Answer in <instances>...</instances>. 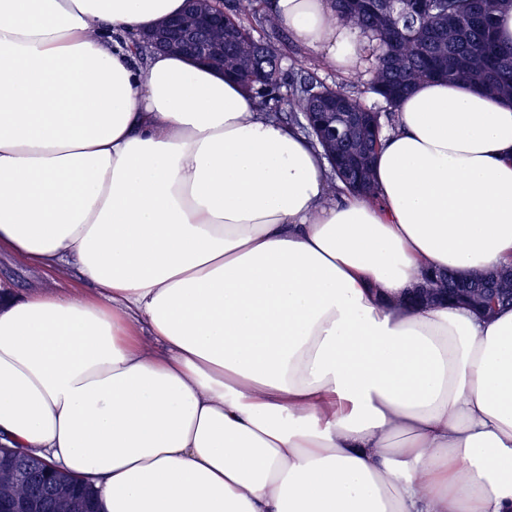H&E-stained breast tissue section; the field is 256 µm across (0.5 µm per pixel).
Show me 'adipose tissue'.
<instances>
[{"label": "adipose tissue", "mask_w": 512, "mask_h": 512, "mask_svg": "<svg viewBox=\"0 0 512 512\" xmlns=\"http://www.w3.org/2000/svg\"><path fill=\"white\" fill-rule=\"evenodd\" d=\"M184 0H0V444L100 512H512V307L411 304L512 264V105L427 81L376 197L222 72L127 43ZM332 68L330 0H272ZM0 280L9 284L18 294L34 290L88 293L91 288L74 273L68 279L60 280L50 272L28 267L20 260L2 253L0 255ZM499 271L477 274L469 278L457 277L449 271L432 272L425 276L424 287L415 292L413 297L414 299H440L464 303L477 312L487 315L480 307L471 302V297H476L481 288L493 287L492 277ZM448 288L458 290L454 297L448 298Z\"/></svg>", "instance_id": "obj_1"}]
</instances>
